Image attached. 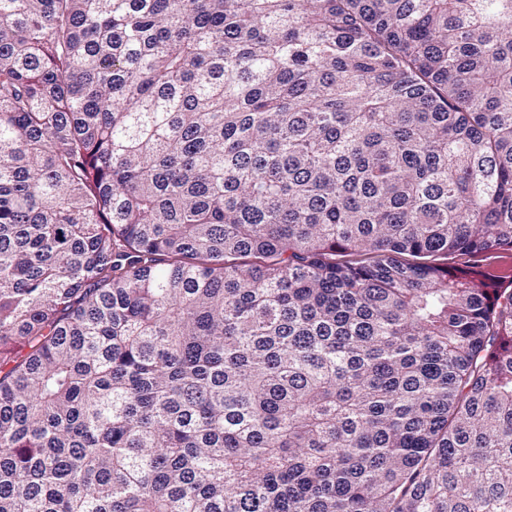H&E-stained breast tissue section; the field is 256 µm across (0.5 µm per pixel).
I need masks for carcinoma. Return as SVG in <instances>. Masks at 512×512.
Wrapping results in <instances>:
<instances>
[{"instance_id":"cac0c4a2","label":"carcinoma","mask_w":512,"mask_h":512,"mask_svg":"<svg viewBox=\"0 0 512 512\" xmlns=\"http://www.w3.org/2000/svg\"><path fill=\"white\" fill-rule=\"evenodd\" d=\"M492 253L512 0H0V512H512Z\"/></svg>"}]
</instances>
